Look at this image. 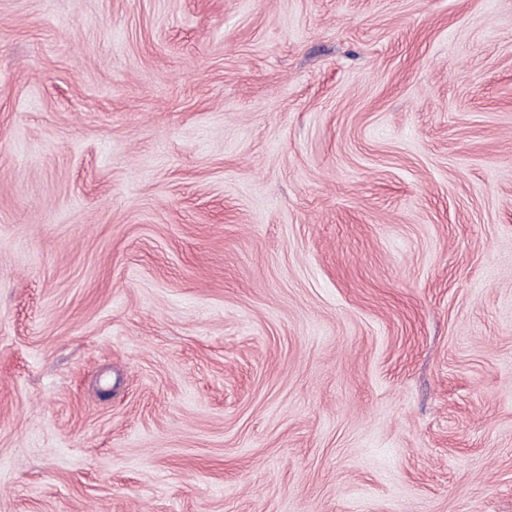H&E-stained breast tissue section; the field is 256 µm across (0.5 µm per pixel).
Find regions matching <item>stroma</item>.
Listing matches in <instances>:
<instances>
[{
	"mask_svg": "<svg viewBox=\"0 0 512 512\" xmlns=\"http://www.w3.org/2000/svg\"><path fill=\"white\" fill-rule=\"evenodd\" d=\"M0 512H512V0H0Z\"/></svg>",
	"mask_w": 512,
	"mask_h": 512,
	"instance_id": "35a3bbf8",
	"label": "stroma"
}]
</instances>
